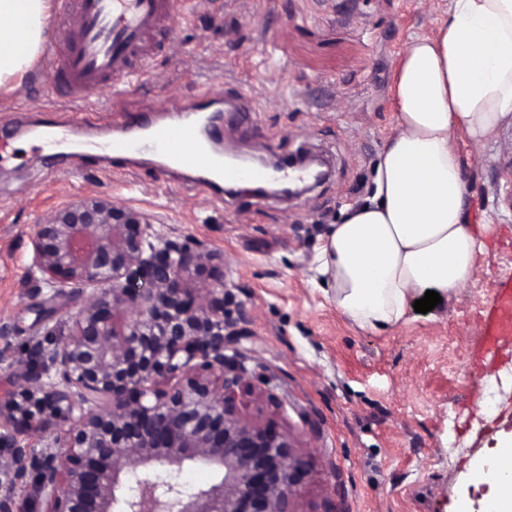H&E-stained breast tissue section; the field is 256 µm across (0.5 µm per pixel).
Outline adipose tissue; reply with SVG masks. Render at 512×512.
Returning a JSON list of instances; mask_svg holds the SVG:
<instances>
[{"instance_id":"1","label":"adipose tissue","mask_w":512,"mask_h":512,"mask_svg":"<svg viewBox=\"0 0 512 512\" xmlns=\"http://www.w3.org/2000/svg\"><path fill=\"white\" fill-rule=\"evenodd\" d=\"M48 18V0H0V87L37 58ZM394 100L397 132L379 158L374 198L332 225L312 260L337 310L371 330L477 273L490 227L467 221L455 143H482L512 120V0H451L433 34L403 49ZM470 482L486 492L476 504L462 497L460 512H512V437L477 454Z\"/></svg>"}]
</instances>
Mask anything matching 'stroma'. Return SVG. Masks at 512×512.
<instances>
[{"instance_id": "obj_1", "label": "stroma", "mask_w": 512, "mask_h": 512, "mask_svg": "<svg viewBox=\"0 0 512 512\" xmlns=\"http://www.w3.org/2000/svg\"><path fill=\"white\" fill-rule=\"evenodd\" d=\"M450 0H194L159 34L163 50L137 91L106 99L134 111L191 98L203 86L257 106L254 134L224 129L227 148L285 158L309 144L333 157L329 182L300 200L249 191L216 200L155 177L49 166L0 175V321L22 354L44 321L68 334L82 300L54 292L31 240L55 209L88 197L131 207L174 238L218 256L233 347L251 372L250 419L275 420L308 460L299 512H457L474 454L512 436V408L489 403L496 382L471 352L496 277L512 274V123L475 146L460 140L471 184L468 221L488 222L472 283L427 313L386 330L358 327L311 283L308 262L331 225L375 192L376 166L395 131L392 88L400 51L428 34ZM53 75L31 68L11 108L49 104Z\"/></svg>"}]
</instances>
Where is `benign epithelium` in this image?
<instances>
[{
    "label": "benign epithelium",
    "mask_w": 512,
    "mask_h": 512,
    "mask_svg": "<svg viewBox=\"0 0 512 512\" xmlns=\"http://www.w3.org/2000/svg\"><path fill=\"white\" fill-rule=\"evenodd\" d=\"M33 262L83 306L72 330L25 347L23 394L68 428L24 443L26 414L0 411V512H297L306 461L293 439L245 418L246 358L226 354L224 282L201 243L166 237L140 212L89 197L37 225ZM109 286L105 292L98 291ZM0 324V364L14 363ZM187 463L218 481L187 488Z\"/></svg>",
    "instance_id": "1"
}]
</instances>
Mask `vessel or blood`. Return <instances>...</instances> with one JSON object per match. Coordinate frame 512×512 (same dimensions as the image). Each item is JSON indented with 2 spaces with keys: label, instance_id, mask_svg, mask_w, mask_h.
<instances>
[{
  "label": "vessel or blood",
  "instance_id": "1",
  "mask_svg": "<svg viewBox=\"0 0 512 512\" xmlns=\"http://www.w3.org/2000/svg\"><path fill=\"white\" fill-rule=\"evenodd\" d=\"M176 11L177 0H54L56 33L44 48L43 65L56 76L50 109L70 119L48 124L30 109H14L0 123V143L31 139L41 159L67 165L72 173L88 163L112 172L152 153L159 159L160 180H187L218 198L243 182H269L273 174L267 168H242L222 147L225 121L252 124L254 105L208 88L187 101L167 98L161 108L141 110L121 128L91 129L80 121V113L93 109L92 93L115 98L136 90L139 71L161 51L154 34ZM480 353L493 363L512 359V275L496 279L490 291Z\"/></svg>",
  "mask_w": 512,
  "mask_h": 512
}]
</instances>
